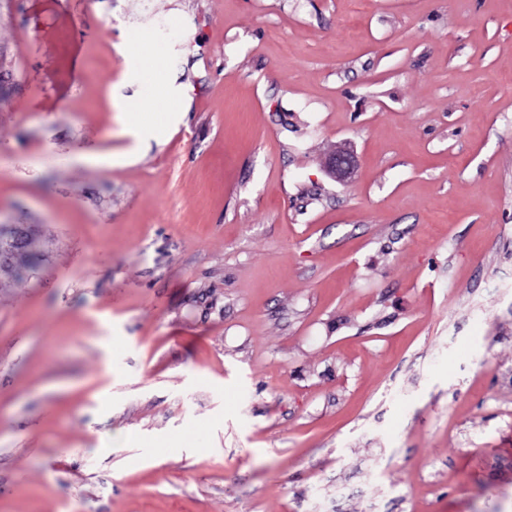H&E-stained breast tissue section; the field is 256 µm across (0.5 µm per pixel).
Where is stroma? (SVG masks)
<instances>
[{
  "label": "stroma",
  "instance_id": "obj_1",
  "mask_svg": "<svg viewBox=\"0 0 512 512\" xmlns=\"http://www.w3.org/2000/svg\"><path fill=\"white\" fill-rule=\"evenodd\" d=\"M0 224V512H512V0H0ZM356 157L346 149H338L326 162L327 169L339 180H346L351 177L355 168Z\"/></svg>",
  "mask_w": 512,
  "mask_h": 512
}]
</instances>
